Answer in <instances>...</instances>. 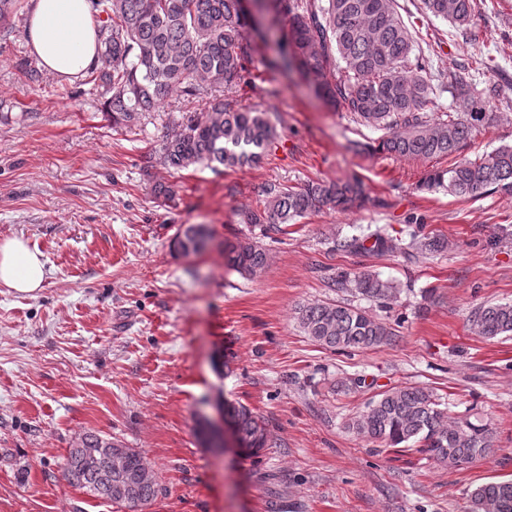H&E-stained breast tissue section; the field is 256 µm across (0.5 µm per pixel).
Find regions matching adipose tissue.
Here are the masks:
<instances>
[{
	"instance_id": "obj_1",
	"label": "adipose tissue",
	"mask_w": 512,
	"mask_h": 512,
	"mask_svg": "<svg viewBox=\"0 0 512 512\" xmlns=\"http://www.w3.org/2000/svg\"><path fill=\"white\" fill-rule=\"evenodd\" d=\"M28 40L43 69L69 81L99 60L90 0H31ZM45 261L19 238L0 243V287L21 294L41 288Z\"/></svg>"
}]
</instances>
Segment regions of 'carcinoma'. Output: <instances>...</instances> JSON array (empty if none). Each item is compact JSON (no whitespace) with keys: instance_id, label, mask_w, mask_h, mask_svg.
Instances as JSON below:
<instances>
[{"instance_id":"1","label":"carcinoma","mask_w":512,"mask_h":512,"mask_svg":"<svg viewBox=\"0 0 512 512\" xmlns=\"http://www.w3.org/2000/svg\"><path fill=\"white\" fill-rule=\"evenodd\" d=\"M244 0H93L103 66L87 72V82L108 95L112 125L130 127L173 93L192 97L202 85L215 91L201 112L185 117L180 129L164 140L163 163L175 170L205 166L214 171L259 163L279 140L270 113L243 108L233 93L249 75L257 44L247 33L254 25ZM423 15L448 21L468 33L476 25V0H422ZM270 16L278 49L276 64L295 69L326 104L363 125L382 132L378 151L409 159L456 156L446 169L427 172L419 188L478 198L512 196V146H501L474 159L463 155L480 128L494 121L498 90L475 97L455 64L439 76L430 60L414 53V36L397 10V0H256ZM449 94L461 112H442ZM264 198L239 211V223L259 226L264 234H288L297 219L323 210L349 211L371 201L358 176L309 181L300 187L268 184ZM210 232L183 226L176 236L185 256L203 252ZM437 252L444 242L413 234L409 244L388 229L336 238L333 251L345 255L405 254L407 248ZM270 253L256 241L224 243V266L240 274L264 270ZM341 292L390 305L393 283L370 270L341 271L332 280ZM303 333L332 352L351 353L394 342L390 324L348 301H320L299 307ZM469 331L484 339L512 335V303H481L468 317ZM226 413L238 443L252 458L273 447L265 425L252 410L233 403ZM346 428L385 447L416 448L448 468L488 457L493 431L479 418L453 417L448 404L416 386L393 387L365 402ZM64 467L68 483L94 496L104 481L126 486L138 475L128 498L112 503L142 512L163 488L158 473L133 448H125L120 466L109 467L99 449L124 448L99 434L80 438ZM470 512H512V478L488 481L469 494Z\"/></svg>"}]
</instances>
